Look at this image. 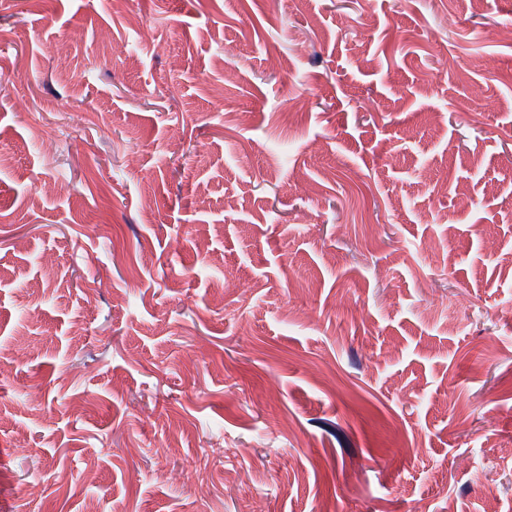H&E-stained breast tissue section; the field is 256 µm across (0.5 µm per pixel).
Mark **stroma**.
<instances>
[{"label":"stroma","instance_id":"obj_1","mask_svg":"<svg viewBox=\"0 0 512 512\" xmlns=\"http://www.w3.org/2000/svg\"><path fill=\"white\" fill-rule=\"evenodd\" d=\"M259 500L512 512V0H0V512Z\"/></svg>","mask_w":512,"mask_h":512}]
</instances>
